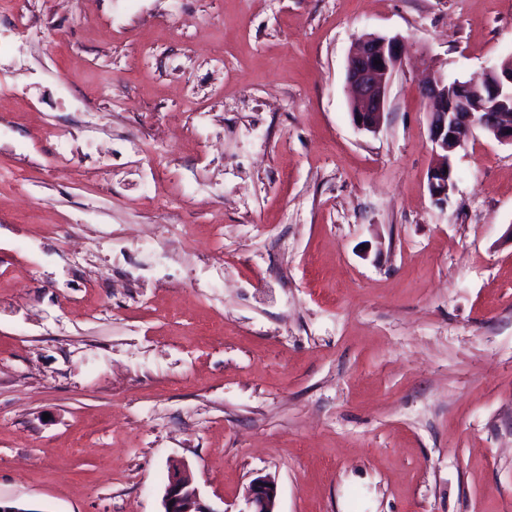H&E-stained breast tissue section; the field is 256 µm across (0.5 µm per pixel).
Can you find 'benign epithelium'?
<instances>
[{
  "label": "benign epithelium",
  "instance_id": "1",
  "mask_svg": "<svg viewBox=\"0 0 512 512\" xmlns=\"http://www.w3.org/2000/svg\"><path fill=\"white\" fill-rule=\"evenodd\" d=\"M406 41L399 35L363 34L349 57L346 81L352 97V120L365 132L382 126L394 75L402 65ZM380 64H374V61ZM427 101L428 138L440 162L428 173V190L442 206L454 188L451 157L477 131L512 145V66L487 70L479 83L450 79L442 70L429 72L419 85ZM163 497L164 512H211L203 503L182 462L170 465ZM247 512H277V485L268 477L253 479L247 489Z\"/></svg>",
  "mask_w": 512,
  "mask_h": 512
}]
</instances>
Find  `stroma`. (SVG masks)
Returning <instances> with one entry per match:
<instances>
[{
  "instance_id": "stroma-1",
  "label": "stroma",
  "mask_w": 512,
  "mask_h": 512,
  "mask_svg": "<svg viewBox=\"0 0 512 512\" xmlns=\"http://www.w3.org/2000/svg\"><path fill=\"white\" fill-rule=\"evenodd\" d=\"M365 32L412 46L375 134ZM509 57L512 0H0V499L512 512V145L436 205L417 90ZM170 469L163 497V512H211L203 503L186 465L182 462H173ZM247 511L243 512H278L277 485L268 477L253 479L247 489Z\"/></svg>"
}]
</instances>
